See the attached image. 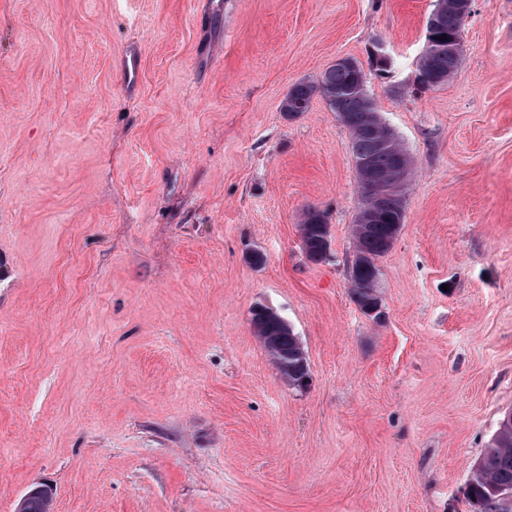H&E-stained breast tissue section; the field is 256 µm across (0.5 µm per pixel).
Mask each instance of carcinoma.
<instances>
[{"label":"carcinoma","instance_id":"1","mask_svg":"<svg viewBox=\"0 0 512 512\" xmlns=\"http://www.w3.org/2000/svg\"><path fill=\"white\" fill-rule=\"evenodd\" d=\"M437 27L427 29L426 38L433 42L430 52L417 66V90H433L454 75L461 62V31L466 16L456 0H446L439 8ZM367 78L361 65L336 62L315 81L294 84L281 103V111L289 116L305 112L311 100L320 96L349 130L353 159H367L388 196L386 205L376 213L373 223H362L372 206L363 194L362 206L352 226L354 263L350 273V295L364 314L380 318L382 307L377 289L380 269L378 260L392 247L404 219L408 181L393 177L401 163L413 168L411 155L393 130L380 131L376 141L372 127L378 125V109L366 89ZM300 238L306 257L312 262L327 260L331 248L327 213L309 208L303 213ZM251 323L255 335L288 383L297 388L308 386L309 365L298 336L286 320L264 305L252 309ZM512 491V422L502 420L492 446L475 464L464 494L475 512H506L509 502L502 494Z\"/></svg>","mask_w":512,"mask_h":512}]
</instances>
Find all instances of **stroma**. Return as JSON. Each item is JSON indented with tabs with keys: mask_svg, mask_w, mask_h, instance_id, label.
<instances>
[{
	"mask_svg": "<svg viewBox=\"0 0 512 512\" xmlns=\"http://www.w3.org/2000/svg\"><path fill=\"white\" fill-rule=\"evenodd\" d=\"M435 4L0 0V512L41 483L54 512H471L512 411V0H472L420 94ZM342 57L414 159L378 320L349 131L318 96L281 110ZM439 10L440 18L437 27L434 26L438 10H436L429 26L427 22L426 40L433 42L430 52L422 56L417 66L415 85L418 91L433 90L444 85L454 75L461 62V31L462 24L468 12H463L461 7L455 3L457 0H445ZM438 36H445L446 40L438 39ZM430 40L424 45L422 54H425L430 46ZM330 226L324 210L311 207L303 213L300 238L303 251L310 261L327 260V253L331 248ZM251 323L255 335L288 383L297 388L308 386L309 365L298 336L286 320L264 305L252 309Z\"/></svg>",
	"mask_w": 512,
	"mask_h": 512,
	"instance_id": "1",
	"label": "stroma"
}]
</instances>
